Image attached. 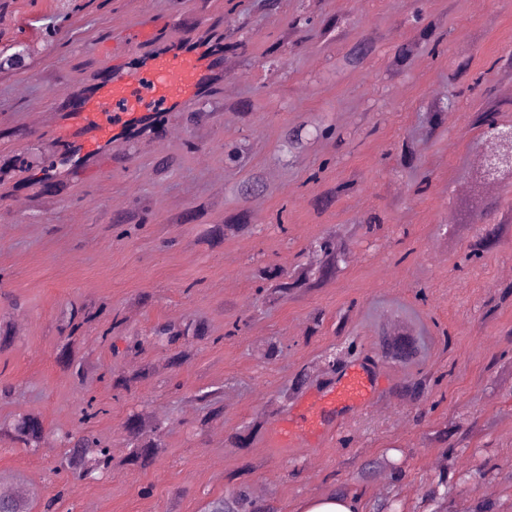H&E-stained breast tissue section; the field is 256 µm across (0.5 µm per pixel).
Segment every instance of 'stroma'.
Returning <instances> with one entry per match:
<instances>
[{"mask_svg": "<svg viewBox=\"0 0 512 512\" xmlns=\"http://www.w3.org/2000/svg\"><path fill=\"white\" fill-rule=\"evenodd\" d=\"M417 8L448 36L438 54L399 70L395 51L413 37L408 18ZM173 11L247 41L201 116L167 113L73 170L62 191L26 167V153L56 165L66 153L52 84L74 89L125 64L118 45L145 18ZM301 13L338 19L340 29L326 40L314 30L287 38ZM370 33L373 52L349 65L352 45ZM1 43L20 46L29 67L0 72V323L12 336L0 349V389L10 391L0 396V425L33 413L45 439L35 451L0 440V495L17 494L28 512H43L52 498L56 512H206L243 481L279 512H305L341 486L363 508L390 496L406 512H431L420 490L444 472L459 484L448 512H512V229L480 260L464 259L483 224L512 212V180L475 181L495 143L472 122L488 96L502 105L500 123L512 125L504 92L512 76L487 69L512 54V0H284L276 13L259 0H0ZM272 48L276 68L266 62ZM481 72L483 84L469 89ZM454 88L456 106L429 133L426 108ZM312 126L341 137L309 141L293 166L279 163L285 131ZM244 138L252 149L236 167L226 152ZM406 139L418 151L411 169L399 163ZM254 170L262 185L241 202L238 185ZM348 180L353 189L317 206ZM475 202L489 206L479 224L465 220ZM243 207L252 232L214 241L216 225ZM372 216L380 225L370 232ZM331 232L347 248L346 266L307 293L261 306L254 267L294 271L309 262L310 243ZM81 306L92 320L69 330ZM317 309L324 323L312 337ZM240 317L243 330L227 335ZM186 319L206 335L180 369L169 368L161 345L128 352L157 323ZM382 329L413 337L419 355L412 364L375 360L379 405L318 446L284 445L268 427L250 447L232 446L254 418L289 408L299 373L308 375L304 391L325 389L335 379L324 370L327 353L352 340L371 348ZM68 340L84 379L59 356ZM269 340L285 357L264 360ZM146 366L151 374L132 392L113 390V374ZM419 370L434 380L436 405L423 414L403 394ZM212 389L218 416L196 398ZM89 398L102 409L90 428L112 454L95 481L60 470L58 436L81 431ZM132 414L166 425L164 450L145 468L125 463ZM449 424L468 436L450 461L433 439Z\"/></svg>", "mask_w": 512, "mask_h": 512, "instance_id": "1", "label": "stroma"}]
</instances>
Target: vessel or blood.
<instances>
[{
	"label": "vessel or blood",
	"instance_id": "1",
	"mask_svg": "<svg viewBox=\"0 0 512 512\" xmlns=\"http://www.w3.org/2000/svg\"><path fill=\"white\" fill-rule=\"evenodd\" d=\"M180 41L168 40L158 24L142 25L137 38L149 50L136 67L112 68L82 88L58 98L71 149L80 157L99 152L120 126L108 119L114 107L127 122L156 120L163 112H184L198 104L214 76L215 54L193 24L182 23ZM381 394L378 379L365 363L347 366L324 392L295 399L274 424L284 442L318 444L332 437L348 415L368 409Z\"/></svg>",
	"mask_w": 512,
	"mask_h": 512
}]
</instances>
